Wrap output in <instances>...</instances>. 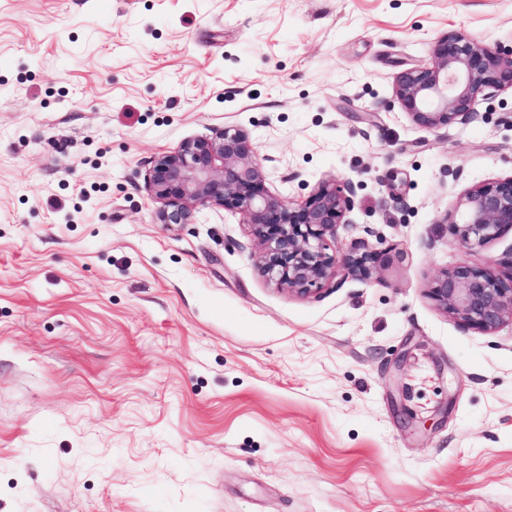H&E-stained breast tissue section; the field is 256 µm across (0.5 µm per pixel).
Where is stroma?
<instances>
[{
  "mask_svg": "<svg viewBox=\"0 0 512 512\" xmlns=\"http://www.w3.org/2000/svg\"><path fill=\"white\" fill-rule=\"evenodd\" d=\"M450 30L510 48L512 0H0V512H512V327L429 295L512 273L443 222L512 174V92L432 132L393 95ZM229 125L285 202L350 183L372 280L155 222L154 159Z\"/></svg>",
  "mask_w": 512,
  "mask_h": 512,
  "instance_id": "stroma-1",
  "label": "stroma"
}]
</instances>
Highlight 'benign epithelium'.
<instances>
[{"instance_id": "benign-epithelium-1", "label": "benign epithelium", "mask_w": 512, "mask_h": 512, "mask_svg": "<svg viewBox=\"0 0 512 512\" xmlns=\"http://www.w3.org/2000/svg\"><path fill=\"white\" fill-rule=\"evenodd\" d=\"M433 63L400 72L394 97L422 128L434 130L472 115L489 91L512 90V52L486 45L469 33L450 31L435 40ZM268 173L249 135L226 126L182 142L162 154L146 174L158 204L155 221L194 223L204 206L238 211L257 241L255 264L263 276L296 296H308L339 271L369 281L379 255L365 247L342 251L336 230L348 223L347 183L324 181L297 204L267 186ZM456 213L446 215L458 244L469 249L512 230V175L469 188ZM432 298L461 325L491 333L512 324V276L498 277L465 260L443 271Z\"/></svg>"}]
</instances>
